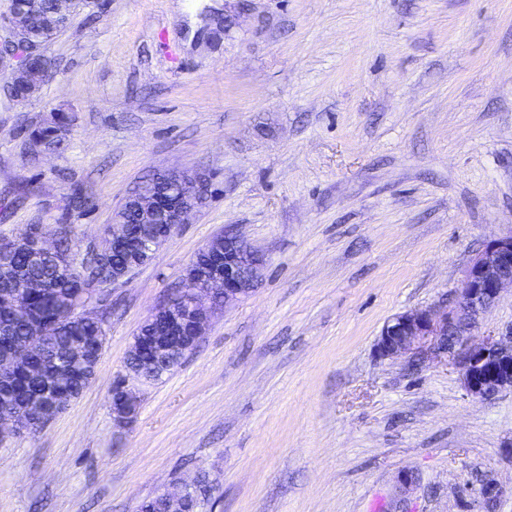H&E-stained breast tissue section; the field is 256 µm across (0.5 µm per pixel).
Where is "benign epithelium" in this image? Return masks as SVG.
<instances>
[{"mask_svg": "<svg viewBox=\"0 0 512 512\" xmlns=\"http://www.w3.org/2000/svg\"><path fill=\"white\" fill-rule=\"evenodd\" d=\"M7 36L0 39V70L9 69L3 93L19 103L17 89L22 87L28 97L42 89L49 76L47 54L28 37L19 18L5 19ZM166 195L139 186L126 200L139 224H172L166 233L153 235L146 253L150 256L176 232V225L185 224L189 217L205 206L201 199L210 195L209 174L204 171L187 173L177 169L164 171ZM24 234L33 236L45 250L53 239L44 225L27 226ZM128 235V223L122 212L112 213V249L123 247ZM206 249L224 256V267L215 266L201 273L185 275L196 302L203 305L199 313L180 317L162 304L151 315H164L165 326L155 345L161 351L177 349L183 344L186 353L194 351L209 327L217 305L231 306L247 298L261 280L265 268L263 256L234 229L224 231L221 239ZM512 288V235L486 241L464 272L453 292L451 305L400 312L384 325L376 347L379 356L404 358L415 368L428 359L451 357L461 370V386L466 395L477 400L492 399L503 392H512V327L504 334L482 332L481 316L506 288ZM180 343H174V339ZM37 351L34 339L17 344L12 353L0 358V377L21 365L30 363ZM144 382L139 373L125 368L112 386L113 422L126 427L134 422L139 409L136 384ZM27 429L24 420L0 414V436ZM199 475L182 479L171 487L158 490L170 508L178 507L193 494Z\"/></svg>", "mask_w": 512, "mask_h": 512, "instance_id": "7a95c632", "label": "benign epithelium"}]
</instances>
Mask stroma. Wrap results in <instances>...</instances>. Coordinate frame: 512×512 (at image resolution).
Wrapping results in <instances>:
<instances>
[{"label":"stroma","instance_id":"stroma-1","mask_svg":"<svg viewBox=\"0 0 512 512\" xmlns=\"http://www.w3.org/2000/svg\"><path fill=\"white\" fill-rule=\"evenodd\" d=\"M49 53L36 97L0 94V235L97 245L166 169L208 172L212 196L97 303L81 396L0 437V512H136L200 470L199 512H512V393L477 401L452 363L376 352L512 234V0H102ZM58 113L68 150L28 153ZM75 188L92 208L66 210ZM229 228L262 280L115 427L136 332Z\"/></svg>","mask_w":512,"mask_h":512}]
</instances>
